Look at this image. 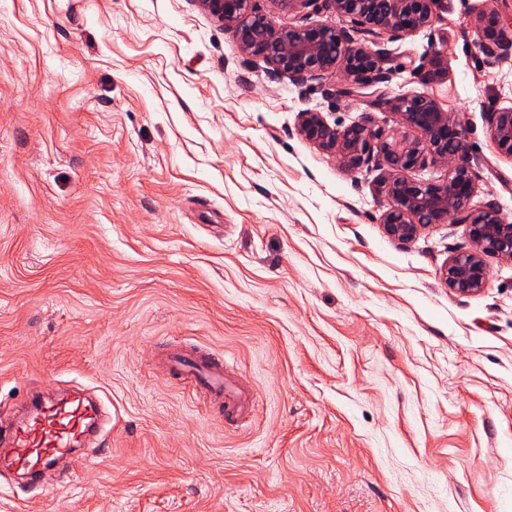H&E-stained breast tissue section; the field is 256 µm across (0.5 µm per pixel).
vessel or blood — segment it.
<instances>
[{
  "label": "vessel or blood",
  "instance_id": "b4317fda",
  "mask_svg": "<svg viewBox=\"0 0 512 512\" xmlns=\"http://www.w3.org/2000/svg\"><path fill=\"white\" fill-rule=\"evenodd\" d=\"M175 380L187 385L199 400L223 408L228 420L239 422L251 415L254 399L248 386L226 365L222 356L206 349L175 351L164 360ZM111 417L103 401L84 391L48 395L35 401L22 420L0 431V473L23 475L32 489L61 463L87 461L90 436L110 439Z\"/></svg>",
  "mask_w": 512,
  "mask_h": 512
}]
</instances>
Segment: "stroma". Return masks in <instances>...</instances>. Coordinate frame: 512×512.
Returning a JSON list of instances; mask_svg holds the SVG:
<instances>
[{
  "instance_id": "35a3bbf8",
  "label": "stroma",
  "mask_w": 512,
  "mask_h": 512,
  "mask_svg": "<svg viewBox=\"0 0 512 512\" xmlns=\"http://www.w3.org/2000/svg\"><path fill=\"white\" fill-rule=\"evenodd\" d=\"M276 24L336 23L253 0ZM512 0H442L387 42V96L424 92L466 130L473 206L512 222V157L486 112L512 106V58L469 21ZM243 59L198 0H0V423L32 392L112 400V444L61 490L0 512H512V262L479 292L441 277L462 224L402 245L384 168L357 172L298 132L368 98L342 75L294 84ZM180 340L251 387L224 423L156 364Z\"/></svg>"
}]
</instances>
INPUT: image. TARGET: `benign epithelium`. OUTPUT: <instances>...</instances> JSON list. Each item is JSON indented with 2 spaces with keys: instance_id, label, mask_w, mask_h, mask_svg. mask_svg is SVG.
Masks as SVG:
<instances>
[{
  "instance_id": "7a95c632",
  "label": "benign epithelium",
  "mask_w": 512,
  "mask_h": 512,
  "mask_svg": "<svg viewBox=\"0 0 512 512\" xmlns=\"http://www.w3.org/2000/svg\"><path fill=\"white\" fill-rule=\"evenodd\" d=\"M201 8L234 30L238 51L261 59L275 78L301 84L308 78L344 73L339 93L360 91L389 80L385 64L389 52L380 38L392 39L430 25L441 0H301L322 3L348 25H277L252 6L253 0H198ZM476 46L490 63L512 55V33L493 13L473 20ZM374 105L396 115L400 131L391 133L373 121L361 119L343 128L330 124L322 113L299 115L304 138L335 157L351 172L371 163L386 168V208L381 223L387 236L407 244L436 224H464L474 250L448 259L441 275L453 292L465 296L484 287L487 259L512 261V223L493 201L476 210L471 201L476 174L466 155V132L450 120L448 111L429 94L416 92ZM489 138L495 149L512 157V107L486 112ZM447 166L446 177L431 182L405 176L414 169Z\"/></svg>"
}]
</instances>
